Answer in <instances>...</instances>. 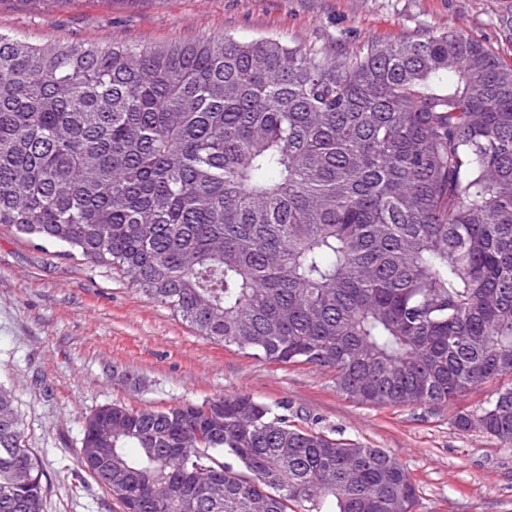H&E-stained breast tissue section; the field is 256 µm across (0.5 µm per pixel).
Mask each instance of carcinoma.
I'll list each match as a JSON object with an SVG mask.
<instances>
[{"label":"carcinoma","mask_w":512,"mask_h":512,"mask_svg":"<svg viewBox=\"0 0 512 512\" xmlns=\"http://www.w3.org/2000/svg\"><path fill=\"white\" fill-rule=\"evenodd\" d=\"M0 224L116 269L197 335L335 372L373 407L456 404L512 447V65L456 30L145 47L0 34ZM0 384V512L47 476ZM80 470L122 512H414L382 448L250 395L103 405ZM31 481L17 484L18 468Z\"/></svg>","instance_id":"cac0c4a2"}]
</instances>
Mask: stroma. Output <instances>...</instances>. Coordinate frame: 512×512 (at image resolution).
<instances>
[{
	"label": "stroma",
	"instance_id": "35a3bbf8",
	"mask_svg": "<svg viewBox=\"0 0 512 512\" xmlns=\"http://www.w3.org/2000/svg\"><path fill=\"white\" fill-rule=\"evenodd\" d=\"M449 27L512 64L504 0H0V32L35 45L224 35L344 52ZM0 383L45 469L46 512H119L95 484L72 490L82 422L99 406L165 408L237 393L286 406L300 426L388 451L415 485V512H512V447L456 428L455 408L353 403L328 369L280 367L197 336L115 271L9 224H0Z\"/></svg>",
	"mask_w": 512,
	"mask_h": 512
}]
</instances>
